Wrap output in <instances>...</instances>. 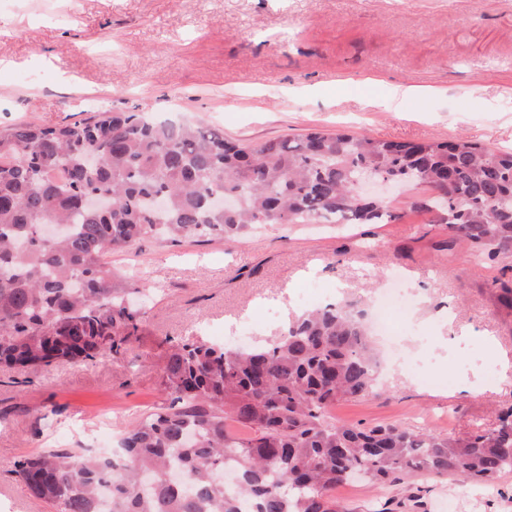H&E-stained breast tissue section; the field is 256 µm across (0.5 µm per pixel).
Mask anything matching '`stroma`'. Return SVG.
I'll use <instances>...</instances> for the list:
<instances>
[{"label":"stroma","instance_id":"obj_1","mask_svg":"<svg viewBox=\"0 0 512 512\" xmlns=\"http://www.w3.org/2000/svg\"><path fill=\"white\" fill-rule=\"evenodd\" d=\"M399 84L434 88L396 101ZM180 113L252 144L312 130L380 139L463 137L512 148V0H0V127L82 121L99 109ZM432 192H390L386 224H267L229 241L145 238L113 251V271L153 301L125 352L22 373L0 367V512H52L15 472L45 448L113 445L168 405L173 345L252 328L274 338L319 282L368 307L400 274V362L377 395L328 411L339 424H401L467 438L512 408V312L494 281L512 256L474 259L437 223ZM479 384L471 396L464 383ZM345 512H512V473L473 487L406 474L346 482Z\"/></svg>","mask_w":512,"mask_h":512}]
</instances>
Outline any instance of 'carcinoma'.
<instances>
[{
    "instance_id": "carcinoma-1",
    "label": "carcinoma",
    "mask_w": 512,
    "mask_h": 512,
    "mask_svg": "<svg viewBox=\"0 0 512 512\" xmlns=\"http://www.w3.org/2000/svg\"><path fill=\"white\" fill-rule=\"evenodd\" d=\"M368 171L425 184L429 211L478 257L512 254V152L464 139L394 142L342 130L258 145L202 120L100 111L73 124L0 130V366L18 371L120 354L145 316L146 288L108 257L147 236L237 240L262 224H385L382 200L355 193ZM215 194L236 199L217 209ZM64 224L58 241L39 233ZM364 312L353 303L302 312L249 348L171 347L168 406L134 424L119 454L53 448L17 463L31 494L57 512H343L331 495L359 475L426 472L478 484L512 471V411L451 439L402 425L327 421L340 400L379 390ZM253 430L240 439L224 422ZM238 477L229 495L221 476Z\"/></svg>"
}]
</instances>
